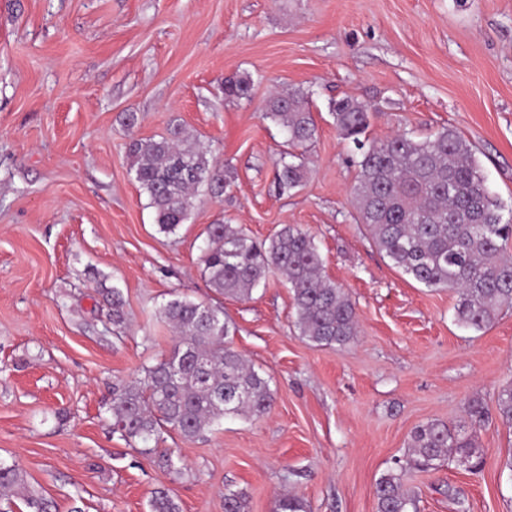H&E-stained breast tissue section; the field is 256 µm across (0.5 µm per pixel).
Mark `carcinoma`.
Segmentation results:
<instances>
[{
    "mask_svg": "<svg viewBox=\"0 0 512 512\" xmlns=\"http://www.w3.org/2000/svg\"><path fill=\"white\" fill-rule=\"evenodd\" d=\"M252 79L224 81V96L249 97ZM330 111L343 139L354 145L358 167L353 187L358 220L392 265L427 288H452L459 294L457 323L475 332L489 328L504 307H512V261L503 245L512 224L502 223L501 203L486 184L474 145L457 130L443 128L428 136L403 132L384 141L366 136L367 107L350 98L334 100ZM261 118L279 126L290 151L276 160L279 189L303 185L306 166L297 150L312 141L317 125L308 95L289 92L269 99ZM135 179L148 196L159 231L173 234L188 219L199 190L224 193V167L207 157L180 125L158 139L129 144ZM199 264L210 287L221 296L247 298L267 274L285 275L293 291L295 325L318 346H344L357 336V313L349 295L323 275V259L312 236L285 224L268 241L256 242L240 227L211 224L200 248ZM112 326L124 327L119 289H112ZM176 340L169 356L143 368V378L118 389L112 398L115 430L128 441L159 443L169 426L192 441L227 417L258 418L274 395L262 377L238 353L224 320L222 303L204 304L175 297L159 310ZM497 410L512 425V383L502 386ZM478 400L468 407L470 431L427 422L410 435V459L396 462L375 485L376 512H416L406 489L413 470H426L450 456L471 461L479 470L478 431L485 421ZM0 492L19 495L29 512H50V502L32 493L21 471L0 461ZM149 512H181L167 488L152 492ZM274 512H305L296 495L275 500Z\"/></svg>",
    "mask_w": 512,
    "mask_h": 512,
    "instance_id": "obj_1",
    "label": "carcinoma"
}]
</instances>
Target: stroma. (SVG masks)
Instances as JSON below:
<instances>
[{
    "label": "stroma",
    "mask_w": 512,
    "mask_h": 512,
    "mask_svg": "<svg viewBox=\"0 0 512 512\" xmlns=\"http://www.w3.org/2000/svg\"><path fill=\"white\" fill-rule=\"evenodd\" d=\"M248 74L249 98L225 99V79ZM288 91L308 93L318 132L306 182L283 193L284 137L260 113ZM345 97L369 109L379 141L457 129L512 220V0H0V460L52 512H149L162 487L181 512H224L231 490L245 512H273L286 492L307 512H376L375 483L413 429L464 424L474 398L488 411L480 471L450 460L408 486L417 512H512V428L496 405L512 381V308L462 328L453 289L425 288L377 249L329 112ZM174 124L230 179L165 235L128 144ZM218 222L259 241L308 230L359 334L341 347L302 338L275 271L250 298L224 297L233 346L274 405L199 440L165 433L172 473L115 432L112 390L169 355L156 311L172 295L217 298L198 256ZM115 288L117 334L104 297Z\"/></svg>",
    "instance_id": "1"
}]
</instances>
